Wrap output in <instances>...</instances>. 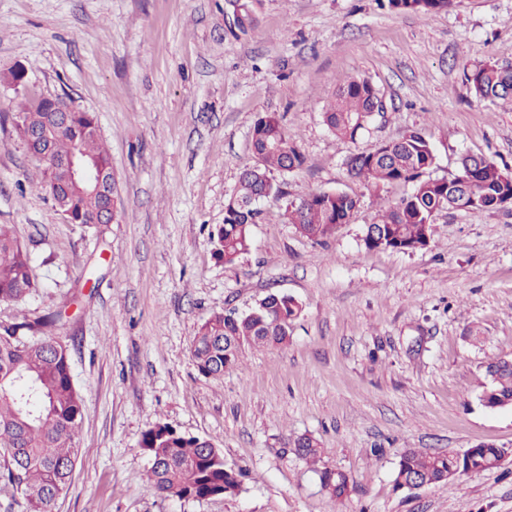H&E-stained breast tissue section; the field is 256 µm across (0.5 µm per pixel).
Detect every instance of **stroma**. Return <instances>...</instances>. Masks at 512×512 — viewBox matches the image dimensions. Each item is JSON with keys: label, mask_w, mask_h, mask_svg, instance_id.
<instances>
[{"label": "stroma", "mask_w": 512, "mask_h": 512, "mask_svg": "<svg viewBox=\"0 0 512 512\" xmlns=\"http://www.w3.org/2000/svg\"><path fill=\"white\" fill-rule=\"evenodd\" d=\"M0 0V224L32 254L36 292L0 301V324L57 316L84 405L81 448L53 512H512V407L478 395L512 359V208L446 211L429 246L370 250L385 202L346 159L421 132L440 177L478 154L512 170V106L472 97L466 62L512 64V0L397 13L386 0ZM23 81H15L16 71ZM379 89L384 116L350 142L324 124L340 80ZM92 113L123 215L90 231L64 220L15 127L31 98ZM276 114L304 163L273 173L251 249L213 256L224 203L253 162L256 120ZM346 192L360 206L334 236H300L290 198ZM271 293L302 307L284 346L247 347L219 379L189 352L212 313ZM164 423L213 439L243 470L234 497L177 501L149 480L143 434ZM316 438L319 462L295 450ZM502 448L495 468L415 490L394 483L404 449ZM325 470L352 490L332 496ZM321 483L336 498L346 496L350 491V480L347 474L341 471L325 470L321 475Z\"/></svg>", "instance_id": "obj_1"}]
</instances>
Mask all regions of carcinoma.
Returning <instances> with one entry per match:
<instances>
[{
  "label": "carcinoma",
  "mask_w": 512,
  "mask_h": 512,
  "mask_svg": "<svg viewBox=\"0 0 512 512\" xmlns=\"http://www.w3.org/2000/svg\"><path fill=\"white\" fill-rule=\"evenodd\" d=\"M452 2L388 0V6L397 13H427L444 11ZM463 83L477 99L512 103V64L467 63ZM385 112L376 86L366 78L354 77L340 83L323 119L336 137L353 142L374 116ZM51 121L52 112L42 98L17 113L16 129L23 136ZM252 147L254 163L242 173L238 192L224 205V223L213 235L214 258L223 264H233L248 253L251 225L261 215L257 200L282 193L270 180L271 171L290 172L303 164L301 153L273 113L255 122ZM52 150L58 158L76 152L95 163L99 171H112L111 156L89 112L72 114L70 127L58 134ZM346 165L351 177L374 188L413 186L409 195L388 203L374 223L375 231L364 232L362 241L369 250L413 252L427 247L436 214L455 209L457 199L448 190V183L459 174L476 199L475 209L495 210L501 196L512 192V172L489 160L477 164L463 159L456 173L431 177L435 154L426 137L417 131L358 152ZM42 175L61 213L76 224L95 227L102 203L99 195L72 186L63 173L46 162ZM359 205L358 197L345 192H308L290 200L286 213L296 233L321 240L349 223ZM35 288L30 251L8 225L1 224L0 301L22 303ZM301 312L302 307L292 297L271 293L245 314L214 313L193 337L191 358L201 375L221 378L237 365L243 345L287 344L289 325ZM53 324L54 319L48 317L0 326V459L6 469L5 483L23 496L24 512H52L54 502L71 482L80 453L77 440L83 397L73 380L67 348L52 336L27 340L18 335L22 329ZM485 377L481 404L486 408L512 405V360L488 363ZM141 447L151 458L150 481L165 497L199 500L235 496L241 491L243 473L224 469V454L210 439L185 435L159 423L143 434ZM296 448L305 459L315 461L321 455L320 444L312 437L298 439ZM501 452L489 443L462 453L428 454L409 448L400 456L394 482L400 489L409 488L416 480L427 485L446 483L449 475L460 470L477 473L495 467L493 461ZM321 483L338 499L350 491L348 475L338 470L323 471Z\"/></svg>",
  "instance_id": "obj_1"
}]
</instances>
